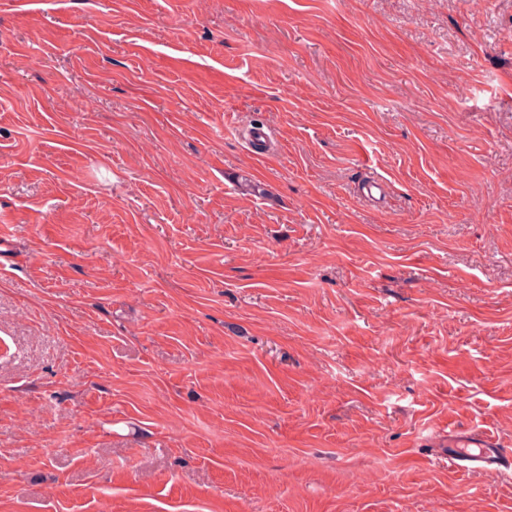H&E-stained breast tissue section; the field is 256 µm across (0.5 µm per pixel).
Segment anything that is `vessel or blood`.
<instances>
[{"label":"vessel or blood","mask_w":512,"mask_h":512,"mask_svg":"<svg viewBox=\"0 0 512 512\" xmlns=\"http://www.w3.org/2000/svg\"><path fill=\"white\" fill-rule=\"evenodd\" d=\"M447 460L449 468L459 472L485 468L512 474V448L503 447L495 435L483 428L462 438L449 435Z\"/></svg>","instance_id":"vessel-or-blood-1"}]
</instances>
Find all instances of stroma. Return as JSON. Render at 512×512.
Returning <instances> with one entry per match:
<instances>
[{
    "label": "stroma",
    "instance_id": "stroma-1",
    "mask_svg": "<svg viewBox=\"0 0 512 512\" xmlns=\"http://www.w3.org/2000/svg\"><path fill=\"white\" fill-rule=\"evenodd\" d=\"M0 231V512H512V0H0ZM448 468L456 471H477L492 469L500 474H512V448H504L499 439L486 429L473 430L469 435L458 438L448 432Z\"/></svg>",
    "mask_w": 512,
    "mask_h": 512
}]
</instances>
